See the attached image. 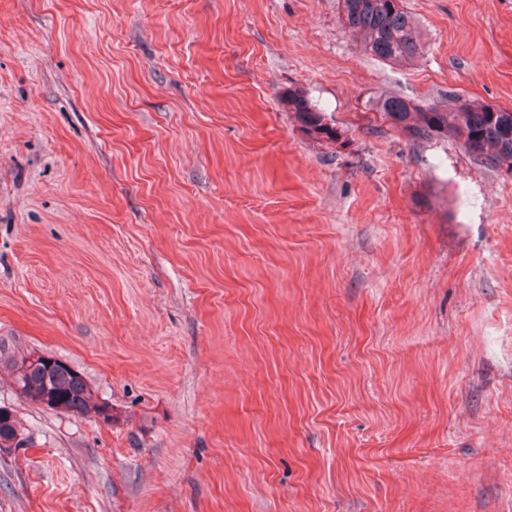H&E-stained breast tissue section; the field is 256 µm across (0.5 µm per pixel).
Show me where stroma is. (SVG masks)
<instances>
[{
  "instance_id": "stroma-1",
  "label": "stroma",
  "mask_w": 512,
  "mask_h": 512,
  "mask_svg": "<svg viewBox=\"0 0 512 512\" xmlns=\"http://www.w3.org/2000/svg\"><path fill=\"white\" fill-rule=\"evenodd\" d=\"M0 0V512H512V173L377 112H512V0ZM301 89L342 144L280 102ZM343 25L361 36L363 48L392 64L419 54L418 36L401 0H340ZM28 355L33 354H17L13 346L0 338V377H9L23 399L51 410L100 420L105 412L110 413L109 407L95 396L79 371L54 357L40 356L27 363ZM111 418L110 413L105 421ZM18 434L25 435L14 410L0 405V448H16L12 442Z\"/></svg>"
}]
</instances>
